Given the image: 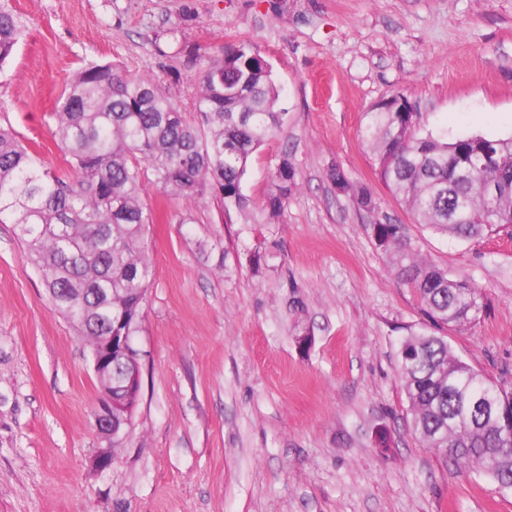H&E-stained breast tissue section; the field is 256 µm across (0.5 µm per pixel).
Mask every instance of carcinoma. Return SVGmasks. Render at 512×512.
<instances>
[{
    "label": "carcinoma",
    "mask_w": 512,
    "mask_h": 512,
    "mask_svg": "<svg viewBox=\"0 0 512 512\" xmlns=\"http://www.w3.org/2000/svg\"><path fill=\"white\" fill-rule=\"evenodd\" d=\"M26 37V27L1 3L0 66ZM278 100L267 61L242 43L204 58L196 100L201 129L184 120L153 78L110 63L79 69L53 112L68 176L45 168L14 130L0 128V223L15 226L54 306L89 344L110 331L133 336L138 330L152 278L144 237L153 215L141 196L147 174L188 202L215 193L224 210H244L241 186L250 158L285 123ZM365 118L377 174L419 223L462 239L512 227V136L450 139L427 129L402 95L380 101ZM466 168L468 177L462 176ZM330 179L362 208H374L366 187L350 184L338 169ZM297 186L285 155L266 209L278 213ZM372 230L398 278L415 288L429 321L398 351L413 430L458 467L512 492V389L455 356L444 334L480 319V289L415 253L406 225L379 223ZM95 288L110 289L112 312L129 310L113 331ZM486 392L495 394L493 413L480 408Z\"/></svg>",
    "instance_id": "1"
}]
</instances>
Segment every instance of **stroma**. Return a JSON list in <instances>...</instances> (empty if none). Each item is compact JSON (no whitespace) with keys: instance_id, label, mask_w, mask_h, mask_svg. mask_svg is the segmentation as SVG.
<instances>
[{"instance_id":"obj_1","label":"stroma","mask_w":512,"mask_h":512,"mask_svg":"<svg viewBox=\"0 0 512 512\" xmlns=\"http://www.w3.org/2000/svg\"><path fill=\"white\" fill-rule=\"evenodd\" d=\"M28 30L0 67V126L66 174L52 114L89 62L159 80L185 119L206 55L247 43L285 124L251 157L245 213L145 179L153 278L133 337L141 392L101 435L90 347L0 223V512H512L408 425L400 341L424 325L372 226L397 222L479 286L453 353L512 385V227L468 241L418 223L377 174L364 114L405 96L430 129L512 134V0H10ZM289 158L298 187L265 209ZM366 186L358 207L328 178ZM112 448L99 468L97 449ZM331 181L336 185V189L342 192H352L356 197L358 204L364 208L371 210L374 208V202L370 191L364 186H354L350 184L345 175L339 170H332L330 173Z\"/></svg>"}]
</instances>
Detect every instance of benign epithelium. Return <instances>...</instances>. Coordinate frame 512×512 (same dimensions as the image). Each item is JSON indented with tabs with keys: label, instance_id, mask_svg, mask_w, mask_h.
<instances>
[{
	"label": "benign epithelium",
	"instance_id": "obj_1",
	"mask_svg": "<svg viewBox=\"0 0 512 512\" xmlns=\"http://www.w3.org/2000/svg\"><path fill=\"white\" fill-rule=\"evenodd\" d=\"M95 375L98 379L109 378L123 370L119 383L122 398L107 394L100 398L95 410L98 429L107 436L118 437L122 425L128 423L132 411L131 399L138 398L141 387L139 352L133 346L131 336H100L92 350Z\"/></svg>",
	"mask_w": 512,
	"mask_h": 512
}]
</instances>
